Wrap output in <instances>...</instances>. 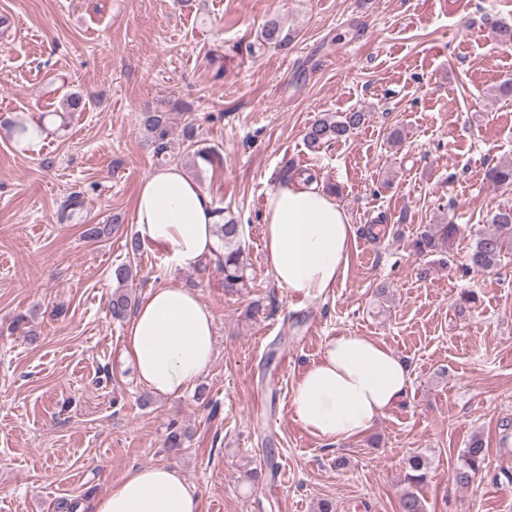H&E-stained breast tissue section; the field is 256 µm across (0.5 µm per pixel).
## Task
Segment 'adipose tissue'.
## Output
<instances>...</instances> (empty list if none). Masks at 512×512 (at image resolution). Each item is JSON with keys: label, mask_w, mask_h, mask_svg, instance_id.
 Returning <instances> with one entry per match:
<instances>
[{"label": "adipose tissue", "mask_w": 512, "mask_h": 512, "mask_svg": "<svg viewBox=\"0 0 512 512\" xmlns=\"http://www.w3.org/2000/svg\"><path fill=\"white\" fill-rule=\"evenodd\" d=\"M135 233L160 247L168 263L195 269L217 251L210 196L177 165L154 170L140 185ZM263 246L278 286L303 298L330 293L354 241L347 212L319 181L296 177L269 193ZM126 352L145 388L175 398L193 388L215 353L214 317L195 291L175 285L149 289L136 305ZM411 384L406 364L380 342L357 334L332 337L321 359L292 388L291 407L301 424L332 443L366 433L398 406ZM95 512H200V498L179 469L137 468L113 483Z\"/></svg>", "instance_id": "1"}]
</instances>
